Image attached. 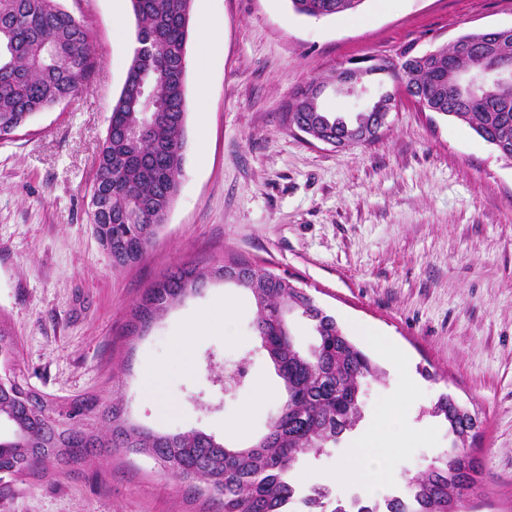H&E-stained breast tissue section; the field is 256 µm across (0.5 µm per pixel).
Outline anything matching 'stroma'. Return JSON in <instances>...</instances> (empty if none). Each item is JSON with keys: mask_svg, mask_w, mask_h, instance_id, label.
<instances>
[{"mask_svg": "<svg viewBox=\"0 0 512 512\" xmlns=\"http://www.w3.org/2000/svg\"><path fill=\"white\" fill-rule=\"evenodd\" d=\"M62 4L86 22L98 70L83 93L0 140V324L27 382L60 402L106 406L118 392L140 426L250 442L283 392L247 292L210 283L145 335L125 334L131 308L167 270L247 260L294 276L379 369L360 421L336 446L302 457L290 480L370 497L366 485L338 483L337 468L404 399L406 447L387 486L401 491L405 472L452 446L447 423L431 414L448 394L481 421L467 443L478 474L466 512H512V166L462 123L405 99L383 134L345 149L311 143L285 121L293 93L342 63L510 27L512 0H365L358 13L322 19L296 15L288 0H192L179 193L145 258L123 270L92 232L90 199L136 21L116 0ZM228 300L237 306L229 323ZM368 332L394 355L367 345ZM237 366L244 385L230 395L222 377ZM148 382L159 396L145 392ZM261 387L267 399L249 408ZM0 512L223 508L198 483L121 450L0 484Z\"/></svg>", "mask_w": 512, "mask_h": 512, "instance_id": "1", "label": "stroma"}]
</instances>
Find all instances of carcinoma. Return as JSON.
Wrapping results in <instances>:
<instances>
[{
  "label": "carcinoma",
  "mask_w": 512,
  "mask_h": 512,
  "mask_svg": "<svg viewBox=\"0 0 512 512\" xmlns=\"http://www.w3.org/2000/svg\"><path fill=\"white\" fill-rule=\"evenodd\" d=\"M137 21V47L125 82L147 79L156 106L166 108L142 138L122 135L138 129L145 107L121 90L99 148L92 191L107 193L105 209L93 215L97 239L112 240V265L126 268L143 259L163 227L159 218L169 211L179 192L185 158L186 53L192 0H130ZM299 15L320 19L356 11L365 0H289ZM494 45L512 58V34L497 30L466 32L447 46L433 50L425 62L405 58L400 80L441 114L466 125L495 149H512V99L492 93L473 99L456 94L462 71H477L485 51ZM97 68L85 22L59 0H0V135L13 133L35 114L75 97ZM310 86L295 92L297 116L319 137L327 125L338 131L361 116L325 111ZM238 268V287L249 291L256 312L253 332L282 380L285 399L266 432L250 444L229 446L201 432L159 433L139 427L123 415L122 401L110 405L112 430L90 429L89 415L70 430L55 423L63 403L48 396L29 402L23 388L0 387V470L11 476L30 469L45 473L79 459L61 461L55 449L114 448L150 452L179 478L200 482L224 512H288L298 501L301 512H448V498L463 502L476 484L477 468L448 476V458L471 457L458 445L435 458L425 470L405 476V492L380 499L345 502L323 485L306 491L289 482L288 473L301 456L336 443L362 417V385L378 375L369 355L346 334L338 333L336 317L321 315L316 302L307 304L306 317L316 343L303 350L296 345L289 315L297 295L267 268L230 261ZM225 265L185 262L146 289L130 311L129 334L148 331L169 307L195 286L224 275Z\"/></svg>",
  "instance_id": "1"
}]
</instances>
